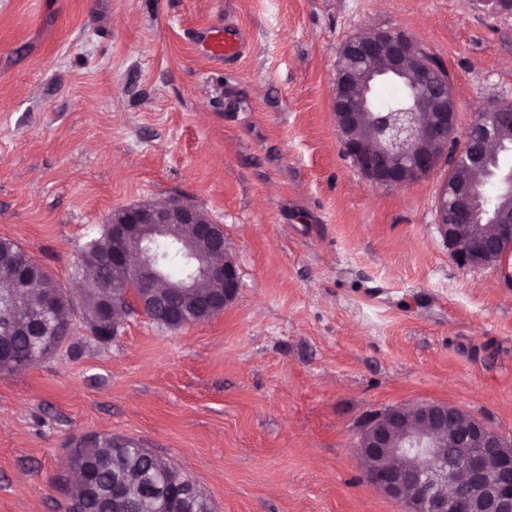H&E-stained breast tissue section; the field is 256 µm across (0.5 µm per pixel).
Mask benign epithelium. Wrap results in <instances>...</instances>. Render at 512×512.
<instances>
[{
  "label": "benign epithelium",
  "instance_id": "7a95c632",
  "mask_svg": "<svg viewBox=\"0 0 512 512\" xmlns=\"http://www.w3.org/2000/svg\"><path fill=\"white\" fill-rule=\"evenodd\" d=\"M351 54L362 61L361 69L348 67ZM432 69L428 53L403 30L373 29L345 43L333 91L336 129L346 155L372 183L392 187L428 177L448 156V145L459 139L480 170L506 150L494 131L512 127V108L492 102L460 134L456 113L448 111V77L434 82ZM383 80L406 83V100L379 109L372 92ZM428 81L434 108L424 110L417 104L415 87ZM486 193L481 177L453 186L445 181L439 191L438 230L462 268L491 265L502 244L512 243V208L487 206ZM113 215L119 228L112 242V266L128 270L149 299L159 294L148 285L165 281L162 257L151 250L155 237L188 225L193 243L216 246L214 257L186 247L188 275L167 292L180 304L182 323L199 322L190 316V289L203 279L218 276L223 281L215 312L235 300L238 272L226 240L215 237L224 227L198 207L171 197L120 208ZM357 454L368 481L399 501L403 512H512V445L446 402L398 406L374 415L362 430Z\"/></svg>",
  "mask_w": 512,
  "mask_h": 512
}]
</instances>
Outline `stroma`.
I'll return each mask as SVG.
<instances>
[{"label": "stroma", "instance_id": "1", "mask_svg": "<svg viewBox=\"0 0 512 512\" xmlns=\"http://www.w3.org/2000/svg\"><path fill=\"white\" fill-rule=\"evenodd\" d=\"M245 30V53L203 52ZM408 32L456 124L512 102V12L486 0H0V238L67 292L113 211L180 197L223 225L235 301L178 329L125 317L0 375V512H69L85 436L135 439L214 512H402L356 445L377 412L457 406L512 442V261L461 268L436 223L447 166L369 182L332 110L346 41Z\"/></svg>", "mask_w": 512, "mask_h": 512}]
</instances>
